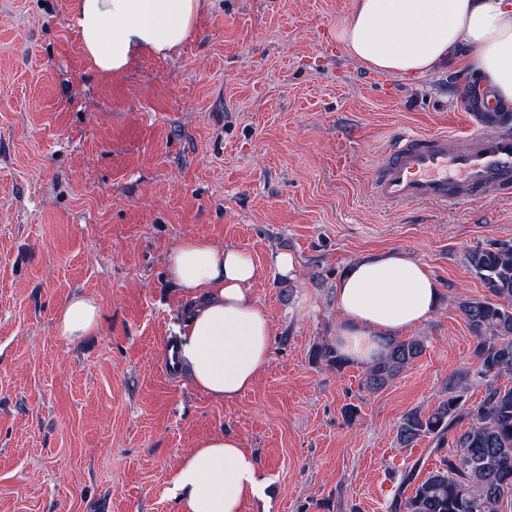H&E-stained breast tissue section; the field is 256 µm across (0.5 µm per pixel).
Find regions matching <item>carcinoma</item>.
Segmentation results:
<instances>
[{
	"label": "carcinoma",
	"instance_id": "cac0c4a2",
	"mask_svg": "<svg viewBox=\"0 0 512 512\" xmlns=\"http://www.w3.org/2000/svg\"><path fill=\"white\" fill-rule=\"evenodd\" d=\"M466 260L487 288L481 299L458 302L475 338L477 376L486 382V395L478 405H466L463 391L471 374L451 376L447 394L431 411L412 409L401 417L397 439L403 447L429 438L434 450L452 451L419 481L417 467L404 471L402 483L413 489L393 500L391 512H501L512 499V385L499 383L512 375V243L476 246ZM424 351L416 336L387 339L384 354L366 366L364 388H386ZM313 358L338 370L348 363L333 344L316 349Z\"/></svg>",
	"mask_w": 512,
	"mask_h": 512
}]
</instances>
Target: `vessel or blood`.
Here are the masks:
<instances>
[{
    "label": "vessel or blood",
    "instance_id": "1",
    "mask_svg": "<svg viewBox=\"0 0 512 512\" xmlns=\"http://www.w3.org/2000/svg\"><path fill=\"white\" fill-rule=\"evenodd\" d=\"M372 189L389 205L458 206L481 195L512 198V134L403 133L379 154Z\"/></svg>",
    "mask_w": 512,
    "mask_h": 512
}]
</instances>
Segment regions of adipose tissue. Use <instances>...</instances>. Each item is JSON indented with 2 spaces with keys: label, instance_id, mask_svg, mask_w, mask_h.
Segmentation results:
<instances>
[{
  "label": "adipose tissue",
  "instance_id": "adipose-tissue-1",
  "mask_svg": "<svg viewBox=\"0 0 512 512\" xmlns=\"http://www.w3.org/2000/svg\"><path fill=\"white\" fill-rule=\"evenodd\" d=\"M203 0H72L87 67L115 76L138 59L166 58L194 38ZM338 36L364 66L406 77L430 73L467 48L471 71L512 102V0H353ZM167 274L192 301L179 334L180 365L193 386L233 400L251 388L271 357L272 322L254 298L258 268L246 251L195 236L167 256ZM441 288L418 261L397 250L367 254L336 285L340 350L369 363L382 341L426 322ZM100 308L75 294L56 314L58 336L73 342L97 331ZM265 479L237 439L215 433L185 455L172 479L181 512H242L264 495Z\"/></svg>",
  "mask_w": 512,
  "mask_h": 512
}]
</instances>
